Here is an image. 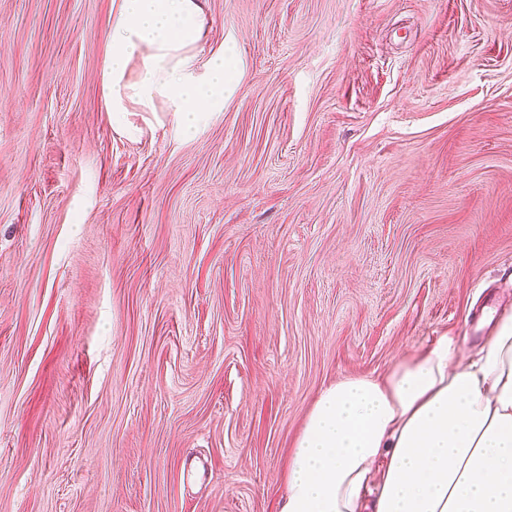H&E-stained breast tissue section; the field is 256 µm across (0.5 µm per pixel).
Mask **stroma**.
I'll list each match as a JSON object with an SVG mask.
<instances>
[{
    "mask_svg": "<svg viewBox=\"0 0 512 512\" xmlns=\"http://www.w3.org/2000/svg\"><path fill=\"white\" fill-rule=\"evenodd\" d=\"M112 2L0 0V512H279L324 386L512 310V0H202L191 137ZM112 8L101 87L113 127H126L134 104L139 112H172L180 132L194 134L202 112L224 105L237 69L224 51L201 58L206 26L201 2L114 0ZM133 61H138L135 75Z\"/></svg>",
    "mask_w": 512,
    "mask_h": 512,
    "instance_id": "1",
    "label": "stroma"
}]
</instances>
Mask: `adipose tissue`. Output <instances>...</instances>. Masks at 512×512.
I'll list each match as a JSON object with an SVG mask.
<instances>
[{
    "mask_svg": "<svg viewBox=\"0 0 512 512\" xmlns=\"http://www.w3.org/2000/svg\"><path fill=\"white\" fill-rule=\"evenodd\" d=\"M200 0H113L102 94L173 113L194 134L224 104L235 59L202 57ZM280 512H512V314L461 360L455 337L321 390L290 451Z\"/></svg>",
    "mask_w": 512,
    "mask_h": 512,
    "instance_id": "1",
    "label": "adipose tissue"
}]
</instances>
